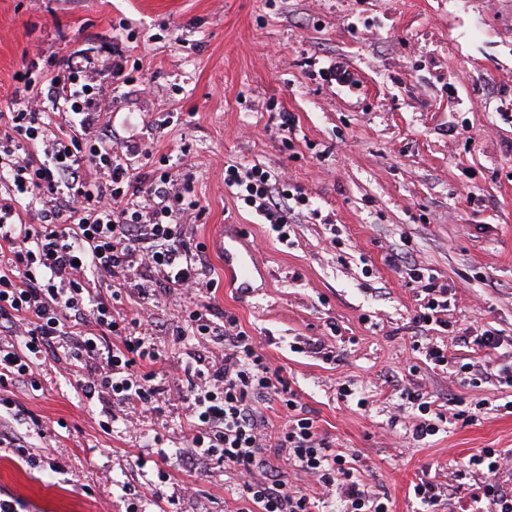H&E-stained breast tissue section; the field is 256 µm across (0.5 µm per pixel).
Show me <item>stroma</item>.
Instances as JSON below:
<instances>
[{"label": "stroma", "instance_id": "1", "mask_svg": "<svg viewBox=\"0 0 512 512\" xmlns=\"http://www.w3.org/2000/svg\"><path fill=\"white\" fill-rule=\"evenodd\" d=\"M122 49L137 66L100 130L137 146L131 164L161 157L191 175L203 215L186 233L204 248L210 292L159 288L148 272L102 295L151 328L164 385L196 361L224 363V346L180 335L189 312L235 317L282 370L333 450L360 457L356 478L393 512H421L412 487L434 484L444 508L482 486L481 449L512 452V389L460 381L424 357L428 342L474 367L484 330L512 340V0H0V111L15 74L38 61L62 71L87 52L93 65ZM347 80H340V72ZM295 129H280L281 113ZM258 166L300 189L287 240L224 184L226 165ZM238 224L264 267L249 292L224 287L211 248L219 225ZM410 268L434 270L450 289L447 328L420 327ZM319 342L324 353L305 350ZM0 398L23 409L13 432L26 451L0 447V497L19 512H241L239 478L190 466L181 403L133 414L104 432L112 399L85 397L60 364L35 371ZM351 395L341 398L340 388ZM438 416L435 435L412 436L407 392ZM174 451L137 468L154 437Z\"/></svg>", "mask_w": 512, "mask_h": 512}]
</instances>
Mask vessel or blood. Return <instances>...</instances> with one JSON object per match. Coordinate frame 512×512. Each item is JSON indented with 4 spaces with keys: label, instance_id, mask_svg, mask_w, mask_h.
Masks as SVG:
<instances>
[{
    "label": "vessel or blood",
    "instance_id": "obj_1",
    "mask_svg": "<svg viewBox=\"0 0 512 512\" xmlns=\"http://www.w3.org/2000/svg\"><path fill=\"white\" fill-rule=\"evenodd\" d=\"M212 242L224 256V282L227 287L249 290L260 264L253 244L240 225L224 224L215 232Z\"/></svg>",
    "mask_w": 512,
    "mask_h": 512
}]
</instances>
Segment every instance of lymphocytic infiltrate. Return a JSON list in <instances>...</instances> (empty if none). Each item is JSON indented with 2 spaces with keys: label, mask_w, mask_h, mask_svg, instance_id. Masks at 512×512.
Wrapping results in <instances>:
<instances>
[{
  "label": "lymphocytic infiltrate",
  "mask_w": 512,
  "mask_h": 512,
  "mask_svg": "<svg viewBox=\"0 0 512 512\" xmlns=\"http://www.w3.org/2000/svg\"><path fill=\"white\" fill-rule=\"evenodd\" d=\"M16 80L15 108L0 130V335L20 336L23 347L0 342V384L30 378L41 355L57 350L60 336L76 341L69 375L84 395L107 391L115 408L157 409L176 392L189 411L187 438L196 458L236 471L243 480V512H312L311 500L288 490L275 474L278 452L313 477L342 512H390V501L354 479V460L332 450L312 418L299 413L296 393L272 368L233 317L217 323L196 309L197 335L223 342L224 365L197 364L186 383L163 388L147 365L159 353L148 329L90 286L91 275L124 278L145 269L141 288L201 291L207 283L181 219L197 209L189 184L169 170L136 172L128 153L95 126L102 106L99 84L128 83L121 61L98 70L69 64L54 73L31 61ZM42 155H20L21 141ZM224 182L237 199L288 237L291 206L278 180L260 167L228 165ZM37 223H26L27 215ZM94 319L98 334L80 327ZM277 396L290 413L277 437H268L259 405Z\"/></svg>",
  "instance_id": "f902f5d3"
}]
</instances>
